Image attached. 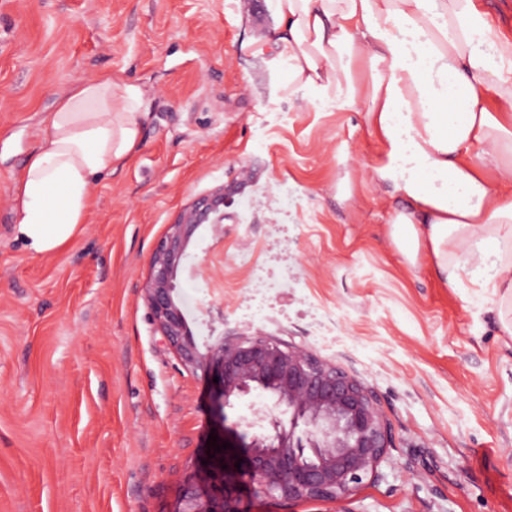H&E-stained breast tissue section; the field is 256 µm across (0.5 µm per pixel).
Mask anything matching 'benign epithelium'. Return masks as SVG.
<instances>
[{"label": "benign epithelium", "mask_w": 512, "mask_h": 512, "mask_svg": "<svg viewBox=\"0 0 512 512\" xmlns=\"http://www.w3.org/2000/svg\"><path fill=\"white\" fill-rule=\"evenodd\" d=\"M224 193L187 209L158 241L144 295L151 318L181 364L214 383L221 408L254 392L249 440L214 453L203 481L187 482L173 512H246L245 499L298 503L349 501L393 447L392 425L374 392L355 374L303 346L271 336L221 332L199 344L179 301L177 276L197 229L224 237V216L209 220ZM241 467H235L236 462Z\"/></svg>", "instance_id": "benign-epithelium-1"}]
</instances>
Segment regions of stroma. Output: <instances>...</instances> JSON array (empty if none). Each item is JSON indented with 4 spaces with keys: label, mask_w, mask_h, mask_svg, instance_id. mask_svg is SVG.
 <instances>
[{
    "label": "stroma",
    "mask_w": 512,
    "mask_h": 512,
    "mask_svg": "<svg viewBox=\"0 0 512 512\" xmlns=\"http://www.w3.org/2000/svg\"><path fill=\"white\" fill-rule=\"evenodd\" d=\"M267 0H0V512H172L209 434L251 436V395L220 412L151 321L156 242L224 192V239L194 235L179 276L198 339L228 330L306 347L373 390L395 446L349 512H512V348L470 270L447 288L410 264L376 205L336 195L379 150L359 112L283 95L256 52ZM150 112L131 161L102 174L81 233L33 254L14 186L47 121L95 77Z\"/></svg>",
    "instance_id": "35a3bbf8"
}]
</instances>
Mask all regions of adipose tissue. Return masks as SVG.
Masks as SVG:
<instances>
[{"mask_svg": "<svg viewBox=\"0 0 512 512\" xmlns=\"http://www.w3.org/2000/svg\"><path fill=\"white\" fill-rule=\"evenodd\" d=\"M263 46L286 67L283 94L319 112L364 108L379 152L372 180L400 197L388 229L446 287L472 266L476 287L512 308V37L475 0H268ZM148 105L106 75L49 118L17 185V231L48 254L82 230L93 186L136 153Z\"/></svg>", "mask_w": 512, "mask_h": 512, "instance_id": "1", "label": "adipose tissue"}]
</instances>
